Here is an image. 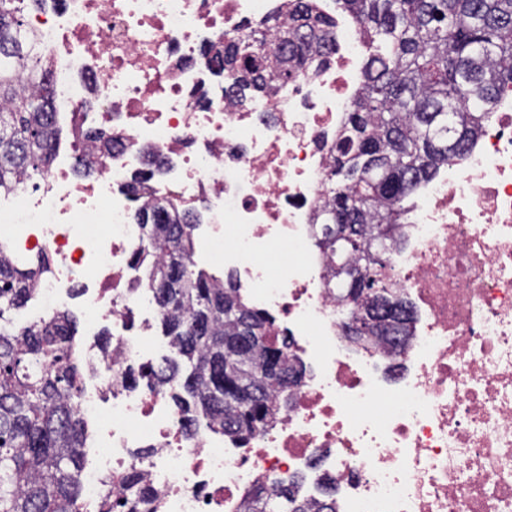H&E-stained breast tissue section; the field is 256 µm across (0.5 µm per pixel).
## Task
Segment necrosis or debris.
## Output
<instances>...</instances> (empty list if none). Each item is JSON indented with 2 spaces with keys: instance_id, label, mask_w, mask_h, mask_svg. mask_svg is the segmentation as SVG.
Instances as JSON below:
<instances>
[{
  "instance_id": "necrosis-or-debris-1",
  "label": "necrosis or debris",
  "mask_w": 512,
  "mask_h": 512,
  "mask_svg": "<svg viewBox=\"0 0 512 512\" xmlns=\"http://www.w3.org/2000/svg\"><path fill=\"white\" fill-rule=\"evenodd\" d=\"M315 5L332 23L329 55L278 93L243 98L212 81L201 51L282 15L284 0H54L26 18L70 150L0 205V241L50 259L27 321L75 301L84 317L72 359L89 381L78 411L95 451L79 512H103L111 482L133 467L157 491L156 512H243L253 490L293 476L315 499L326 474L337 512H512V84L472 145L417 186L396 228L385 272L415 308L408 345L356 347L314 217L368 49L341 0ZM91 94L93 114L81 108ZM94 127L111 132L112 151L93 177H73ZM152 158L161 170L134 186ZM154 198L201 214L195 252L222 257L308 369L290 408L246 447L186 437L168 388L124 378L164 345L134 264L144 236L134 213Z\"/></svg>"
}]
</instances>
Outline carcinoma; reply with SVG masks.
<instances>
[{
  "instance_id": "obj_1",
  "label": "carcinoma",
  "mask_w": 512,
  "mask_h": 512,
  "mask_svg": "<svg viewBox=\"0 0 512 512\" xmlns=\"http://www.w3.org/2000/svg\"><path fill=\"white\" fill-rule=\"evenodd\" d=\"M0 0V193H12L53 164L62 132L45 57L23 40L19 4ZM371 52L372 72L336 141L324 214L354 224V239L318 242L338 266L369 259L368 280H347L343 298H360L362 319L387 324L377 340L402 346L414 311L395 295L383 273L396 241L401 203L438 168L462 154L495 111L500 88L512 83V0H344ZM330 20L311 0H289L288 14L202 55L217 78L231 72L235 93H268L310 69L323 56ZM147 228L145 250L157 260L149 288L161 310V335L173 358L150 368L158 385L174 380L171 399L185 430L221 432L244 443L288 405L280 378H261L267 363L305 376L287 356L289 339L273 334V320L249 306L233 279L194 269L192 211L173 214L162 203L136 212ZM47 268H18L0 250V512H78L88 426L77 413L82 375L70 359L76 321L62 313L13 329L4 314L24 307ZM375 288L369 297L365 289ZM122 497L107 512H142L153 502L145 474L120 478ZM292 479L244 501V512H336L335 481L323 499L299 496Z\"/></svg>"
}]
</instances>
